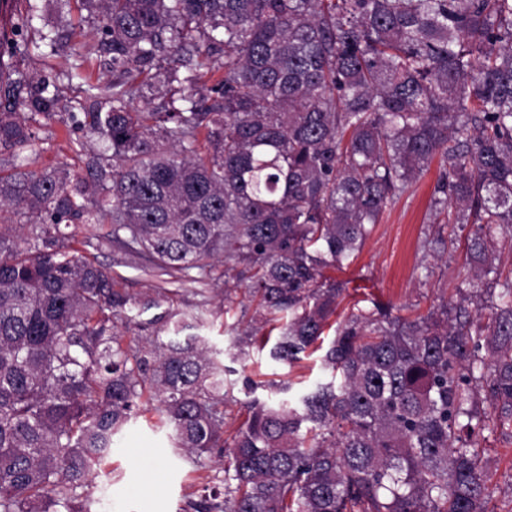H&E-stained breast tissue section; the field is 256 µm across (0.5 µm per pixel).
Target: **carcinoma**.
<instances>
[{"mask_svg":"<svg viewBox=\"0 0 512 512\" xmlns=\"http://www.w3.org/2000/svg\"><path fill=\"white\" fill-rule=\"evenodd\" d=\"M27 2L0 33V149L77 120L60 89L12 67L31 52ZM112 83L87 85L82 125L108 148L36 171L0 167V512H89L85 489L143 400L179 454L225 459L187 512H493L484 433L512 427V0H79ZM211 104L197 95L207 74ZM161 103L134 105L142 87ZM440 158L432 205L454 207L470 295L408 320L377 301L338 313L325 275ZM85 224L174 276L246 283L257 336L324 379L252 398L224 430L229 369L204 323L168 311L126 345L133 296L77 254Z\"/></svg>","mask_w":512,"mask_h":512,"instance_id":"1","label":"carcinoma"}]
</instances>
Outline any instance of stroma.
Instances as JSON below:
<instances>
[{"label":"stroma","mask_w":512,"mask_h":512,"mask_svg":"<svg viewBox=\"0 0 512 512\" xmlns=\"http://www.w3.org/2000/svg\"><path fill=\"white\" fill-rule=\"evenodd\" d=\"M71 17L75 21L74 32L67 48L54 51L42 47L20 59L21 70L38 80L53 78L73 64L71 49L86 48L91 55L80 70L82 81L100 86L110 83L111 66L93 53L98 21L82 20L76 8L72 9ZM41 136L43 142L37 150L2 151L0 162L13 164L22 171H38L60 162L76 163L73 143L79 138V131L52 118L45 120ZM439 172L438 163H431L412 192L387 208L357 257L343 268L328 270V277L342 283L346 290L345 305L374 299L393 305L395 314L412 319L440 311L443 302L457 300L458 289L467 288L465 243L450 242V226L436 224L431 207V193ZM69 232L80 254L111 272L119 287L128 293L173 288L172 299L160 308L129 311L128 320L121 327L125 342H135L141 334L140 323L158 312L196 308L206 318L200 335L219 351L221 358L231 360V339L249 327L253 314L243 290L225 291L220 279L199 282L184 277L173 281L156 270L146 257L130 254L115 244L98 242L86 225H72ZM322 375L317 356L290 366L273 361L267 351L251 348L245 370L226 376L234 385L233 398L225 407L226 430H233L245 417L249 400L245 379L277 385L289 382L301 389L313 385ZM486 446L494 488L491 505L494 512H512V429L490 436ZM223 476L224 462L219 458H208L200 464L194 458L175 454L166 429L159 426L157 412L149 407L116 437L110 458L98 467L90 490L89 509L182 512L203 481Z\"/></svg>","instance_id":"obj_1"}]
</instances>
